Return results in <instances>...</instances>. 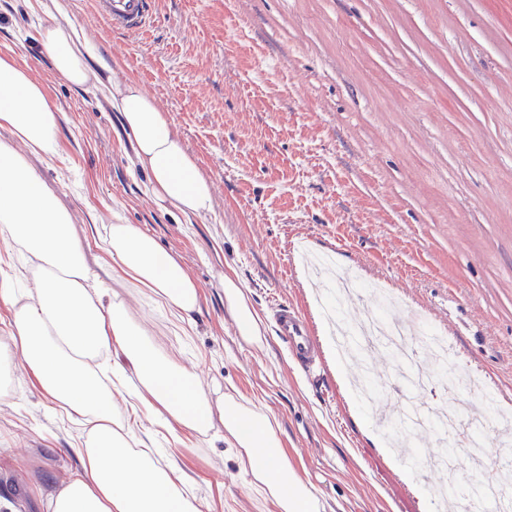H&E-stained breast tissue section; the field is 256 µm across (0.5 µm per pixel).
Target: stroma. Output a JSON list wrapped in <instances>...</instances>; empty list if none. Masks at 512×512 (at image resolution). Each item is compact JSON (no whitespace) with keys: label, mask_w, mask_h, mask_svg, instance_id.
I'll return each instance as SVG.
<instances>
[{"label":"stroma","mask_w":512,"mask_h":512,"mask_svg":"<svg viewBox=\"0 0 512 512\" xmlns=\"http://www.w3.org/2000/svg\"><path fill=\"white\" fill-rule=\"evenodd\" d=\"M157 19L130 38L91 0H0V56L28 67L60 114L63 153L35 161L75 215L99 280L192 371L212 398L275 417L320 512H425L424 489L468 472V437L454 468L421 479L371 441L379 429L349 384L370 375L390 419L405 404L448 398L450 374L404 394L397 362H337L328 314L303 251L387 289L424 344L431 326L455 342L456 366L486 406L512 405V0H156ZM96 41L117 80H135L167 114L210 181L214 210L186 219L148 195L135 138L94 86L54 70L39 32L58 11ZM109 224H137L191 275L204 300L188 328L101 265ZM243 288L262 340L239 334L224 280ZM299 308L321 346L305 373L277 336L275 305ZM156 448L196 479L203 512H277L224 427L184 442L144 418ZM81 425L17 370L0 402V493L20 512L76 476Z\"/></svg>","instance_id":"1"}]
</instances>
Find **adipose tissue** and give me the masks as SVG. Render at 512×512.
Here are the masks:
<instances>
[{
	"label": "adipose tissue",
	"mask_w": 512,
	"mask_h": 512,
	"mask_svg": "<svg viewBox=\"0 0 512 512\" xmlns=\"http://www.w3.org/2000/svg\"><path fill=\"white\" fill-rule=\"evenodd\" d=\"M40 41L59 76L77 87L94 85L121 112L138 162L150 173L152 199L188 217L212 213L208 179L138 83L92 71L100 49L72 23L42 28ZM0 128L11 135L0 142V238L27 258L36 284L22 294L9 277L0 278V302L11 310L10 340L0 344V399L11 395L20 352L31 384L84 425L81 472L43 499L45 512H202L178 462L158 458L147 440L135 437L142 414L176 439L221 422L225 441L243 451L250 475L279 512H319L317 497L288 459L277 421L231 399L212 401L193 373L160 353L127 309L92 284L74 216L32 164L61 156L59 113L43 84L9 56H0ZM103 243L113 276L149 290L175 321L199 311L201 288L139 226L108 225ZM103 368L113 379L137 375L125 411H115L112 387L99 375Z\"/></svg>",
	"instance_id": "1"
}]
</instances>
